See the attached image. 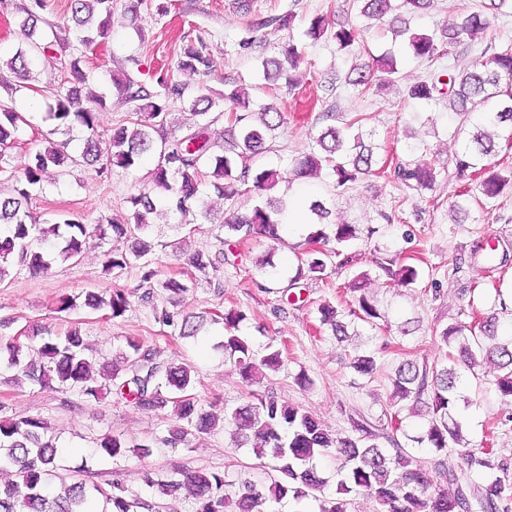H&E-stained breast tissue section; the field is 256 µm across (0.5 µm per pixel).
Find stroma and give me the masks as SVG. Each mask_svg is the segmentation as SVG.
Here are the masks:
<instances>
[{
    "instance_id": "1",
    "label": "stroma",
    "mask_w": 512,
    "mask_h": 512,
    "mask_svg": "<svg viewBox=\"0 0 512 512\" xmlns=\"http://www.w3.org/2000/svg\"><path fill=\"white\" fill-rule=\"evenodd\" d=\"M286 11L295 16L292 32L264 29L265 50L277 52L279 43L295 38L304 47L307 69L301 86L286 98L285 120L269 140L268 151L257 157L253 166L286 170L292 159L309 152L326 126L358 119L376 148V175L339 191L334 173L325 169L318 177L282 184L274 191L294 206L324 201L332 211L324 232L333 233L338 224H351L357 230L356 238L341 256L328 260L324 272L301 273L298 261L308 256L307 239L315 225L286 234L283 247L259 238L239 241L227 237L219 226L224 202L211 194L207 201L214 210V223L186 227L174 216L158 219L157 266L162 275L178 277L184 271L183 253L224 254L216 273L222 288L199 282L185 294L182 309L244 311L247 318L240 333L251 340L254 350L282 343L288 351L283 367L261 379L260 391L312 413L332 434H352L356 419L367 420L377 433L388 434L392 415H399L404 425L416 423L408 413L409 402H401L396 409L389 405L390 378L403 355L421 362L436 360L440 345L432 336L434 327L470 321L473 309L485 311L493 305L496 288L512 289V262L492 270L483 257L471 254L474 242L490 237L499 239L512 255V188L488 199L477 182H459L455 157L468 139L466 129L461 128L447 101L413 100L405 88L435 70L470 65L487 49L512 43V14L500 16L491 30L450 49L438 61L402 55L401 81L375 93L346 83L356 62L354 56L337 51L331 39L313 40L304 35L310 20L321 14L332 23H359L348 0H117L110 38L83 62L84 70L108 94L107 106L98 114L99 127L109 129L130 115L128 106L111 93L113 70L125 69L142 84L155 85L173 69L176 53L187 37L204 38L213 60L210 73L185 75L191 87L219 93L230 83L248 94L254 105L268 103L271 94L259 87L255 55L240 49L238 43L253 35L255 18ZM58 81L55 72L45 70L36 90L16 93V106L21 110L18 133L4 150L12 164H20L42 147L50 126L46 87ZM330 83L335 86L331 92L326 89ZM32 97L37 98L39 108L24 113ZM413 160L434 165L438 177L433 188L416 191L394 180L397 164ZM155 163L150 156L137 168H116L105 175L85 165L75 166L60 181L45 182L42 190L35 192L30 209L40 220L74 214L90 226L102 216L126 215L131 210L130 197L147 186ZM459 194L464 195L469 209L468 219L462 222L454 221L450 211ZM110 246V241L87 237L80 258L56 262L44 274L33 276L24 271L0 284V342L36 329L55 340L76 322L85 343L97 360L103 361L111 359L126 337L137 336L160 350L162 359L195 367L194 391L202 404L216 401L234 407L245 401L248 386L217 347L223 322L206 323L197 336L183 339L171 336L169 328L155 320L151 308L137 300L124 317L113 320L86 309H56L58 297H73L93 288L133 291L141 276L138 267L128 268L117 279L103 274L101 254ZM268 256L278 266L273 277L262 266ZM393 260L417 266L421 272L417 283L407 286L382 275L380 266ZM363 271L371 275L367 292L382 320L376 326L356 323V335L341 342L330 327L321 325L318 307L327 302L347 312L352 298L346 285ZM364 349L379 355L380 369L369 379L356 375L350 367L355 354ZM301 372L310 377L311 386L297 385L295 377ZM6 377L0 369V409L8 415L46 419L61 449L63 467L87 463L99 480L119 481L131 494L144 499L153 497L144 471L163 477L176 468L207 470L232 480L243 465L255 461L251 449L236 447L222 430L204 436L191 449L154 447L146 455L131 451L118 459L99 456L94 440L101 435L121 434L139 443L164 434L174 420L171 408L148 412L112 394L90 401L73 392L30 386L19 389L6 384ZM462 393L469 400L465 414L471 447L490 452L494 461L512 467V429L498 424L499 419L512 416V401L501 398L487 380L474 379L467 372L462 375Z\"/></svg>"
}]
</instances>
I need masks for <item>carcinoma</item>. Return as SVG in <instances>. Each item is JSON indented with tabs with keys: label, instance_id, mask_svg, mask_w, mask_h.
I'll return each mask as SVG.
<instances>
[{
	"label": "carcinoma",
	"instance_id": "cac0c4a2",
	"mask_svg": "<svg viewBox=\"0 0 512 512\" xmlns=\"http://www.w3.org/2000/svg\"><path fill=\"white\" fill-rule=\"evenodd\" d=\"M432 0H352L359 15L379 23L389 21L394 33L405 36L407 51L415 58L430 62L441 58L443 46L464 44L480 32L491 28L498 14H512V0H489L487 5L469 9L435 33L410 31L407 21L395 14L403 9L408 14L424 12ZM45 0H29L23 7L21 24L25 42L0 63L21 82L33 80L35 65L42 64L64 74L60 89L52 93L47 118L54 121L45 135L47 146L27 155L19 167L5 166L0 154V174L12 181V191L0 196V283L12 271L26 270L31 275L48 271L51 254L44 250L50 239L60 245L58 255L64 260L82 254L83 240L92 232L99 239H109L116 246L105 251L102 258L104 274L119 278L126 269L141 270L138 288L141 300L149 303L155 291L168 295L169 303L188 291L187 281L176 277L159 278L155 264L157 242L153 237L151 215L166 209L180 216L182 224H196L203 218L211 221L210 209L202 195L207 169H212L211 186L224 199V220L220 226L231 236L261 237L283 245L284 225L279 215L282 207L270 198L248 212L237 207L241 187L250 183L261 193L283 180L276 169L256 170L252 160L266 151L267 136L284 122L285 108L275 101L259 108V123L252 122L249 96L237 88L224 93L188 92V85L175 75L165 76L149 89L123 71L112 78V89L130 105L137 119H128L108 130H99L97 114L106 106V96L89 86L81 68L85 53L99 44L112 24L114 0H71L75 22L73 37L49 35L38 30L39 13ZM274 26V30L291 29V16L284 13L256 21V27ZM305 35L313 40L324 36L336 42V49L361 54L362 29L341 25L330 29L326 17L310 20ZM278 58H262L263 78L273 86L286 78L288 90L298 85L294 72L304 64L302 46L293 38L280 45ZM211 68V59L202 39L183 45L177 54L176 71L204 73ZM398 60L390 52L354 66L348 73V84L368 91L395 85ZM447 80H442V77ZM408 97L418 100L448 98L449 108L460 117L461 124L477 125L468 144L456 159L459 178L484 174L482 194L493 199L512 185L511 171H494L487 165L495 152V136L506 133L512 139V44L507 43L490 57L464 69L441 71L407 89ZM188 105L194 121L181 126L182 134L165 136L170 123L171 106ZM223 108L232 115L236 132L224 143L222 154L213 152L210 112ZM18 115L7 103H0V145L15 138ZM354 119L341 127L330 126L316 138V147L294 162L296 179L310 178L329 167L336 175V187L344 188L365 176L374 174L377 164L373 147L366 144L363 132ZM81 126L87 136L77 156L67 151L68 143L52 136L60 130ZM158 152V162L151 173L150 187L130 197L131 214L127 218L112 217L88 228L81 219H48L42 224L32 219L29 205L33 193L40 188L51 168L59 175L80 163L98 166L103 173L111 166L123 169L137 167L142 158ZM394 177L413 190H425L436 181L435 169L428 163H404L394 170ZM334 238L346 247L356 238L351 224L335 225ZM190 268V279L211 282L210 272L218 271L221 259L195 251L184 256ZM380 270L407 285L420 278L417 267L401 264L393 270ZM369 274L359 273L349 286L359 293L354 319L375 325L381 314L374 302L362 293ZM86 308L101 312L109 319L122 317L130 308L128 295L121 289L89 291L83 301L75 297L59 299L57 309L73 311ZM320 321L331 327L337 339L348 336L347 323L330 304L318 308ZM508 313L506 303L499 311L480 317L477 326L462 322L433 330V336L448 352L434 364L402 360L391 377L392 398L413 400L424 405L419 435L412 441L438 455L460 452L469 469L508 471L504 462L480 455L463 442V424L455 414L460 400L459 383L464 367L475 373L484 365L493 366V385L499 395L512 399V339L497 341L500 314ZM155 318L171 328L180 338L195 335L196 315L155 310ZM247 319L237 309L224 311V356L234 360L243 382L251 385L264 371L277 372L283 364V352L271 345L265 353L253 351L246 337L238 334V326ZM81 330L67 332L62 341H47L37 347L35 357L24 358L22 346L13 341L0 346V363L14 371L13 382L26 381L41 387L57 383L62 391H76L86 398L102 397V390H113L126 402L143 410L171 406L178 424L167 435L135 445L120 435L105 434L97 438L96 448L110 458L123 456L137 447L144 451L150 445L189 446L201 434L217 426L232 428L240 447L253 449L259 464L250 465L233 481L215 472L177 470L164 479L146 477L163 500H176L181 489L191 490V512H280L278 505L288 499L297 504L307 500L318 502V512H348L345 496L366 490L377 504L376 512H512V481L508 476L477 485L455 470L438 462L428 469L416 456L402 447L390 451L382 448L379 435L355 423V434L336 437L322 427L311 413L282 403L273 396L252 393L248 400L233 409L217 413L205 409L193 393L194 370L188 364H173L159 359V351L137 338L128 337L125 346L112 357L111 365L101 369L109 384L97 385L94 380L95 360L87 355ZM351 368L362 376L378 371L375 354L357 355ZM47 421L38 416L0 419V468H16L17 481L0 484V512H88L89 504L100 499L105 512H141L150 509L144 501L128 495L118 481L104 485L78 480L54 492L58 479L59 453L50 436ZM331 456L336 460L337 498H321L330 478L324 476L316 459ZM265 468V477L257 479L254 471Z\"/></svg>",
	"mask_w": 512,
	"mask_h": 512
}]
</instances>
